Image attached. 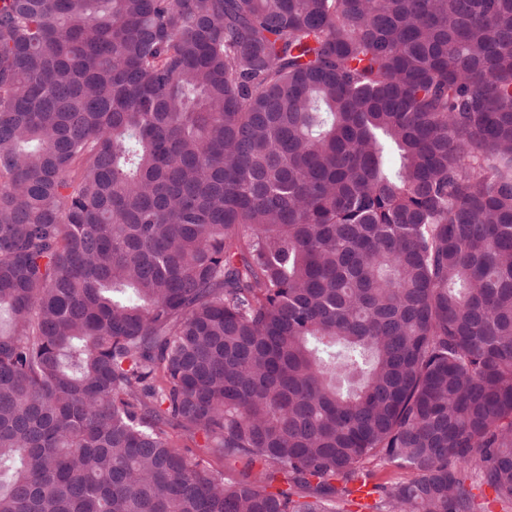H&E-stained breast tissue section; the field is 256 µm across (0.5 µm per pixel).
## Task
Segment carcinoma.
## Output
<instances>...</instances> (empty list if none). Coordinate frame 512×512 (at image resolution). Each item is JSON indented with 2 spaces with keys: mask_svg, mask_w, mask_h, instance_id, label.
Returning <instances> with one entry per match:
<instances>
[{
  "mask_svg": "<svg viewBox=\"0 0 512 512\" xmlns=\"http://www.w3.org/2000/svg\"><path fill=\"white\" fill-rule=\"evenodd\" d=\"M377 459L373 512L512 507V0H0V512ZM372 478L371 483L381 485H391L396 482L403 481L406 477L405 474L393 467L385 460H377L370 465Z\"/></svg>",
  "mask_w": 512,
  "mask_h": 512,
  "instance_id": "1",
  "label": "carcinoma"
}]
</instances>
